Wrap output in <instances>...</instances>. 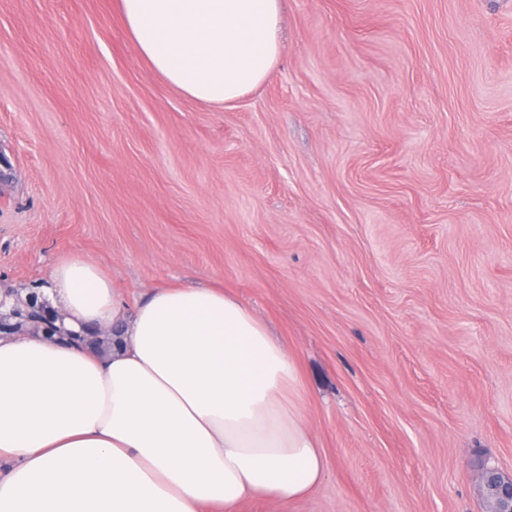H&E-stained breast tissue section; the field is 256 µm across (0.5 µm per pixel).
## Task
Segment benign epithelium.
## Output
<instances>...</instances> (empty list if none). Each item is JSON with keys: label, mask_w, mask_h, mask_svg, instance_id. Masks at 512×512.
<instances>
[{"label": "benign epithelium", "mask_w": 512, "mask_h": 512, "mask_svg": "<svg viewBox=\"0 0 512 512\" xmlns=\"http://www.w3.org/2000/svg\"><path fill=\"white\" fill-rule=\"evenodd\" d=\"M64 316L34 294L16 303L5 317H0V337L28 336L37 338L49 332L57 333L62 344L82 340L88 344L100 342L99 335L69 331L63 325ZM479 488L485 512H512V475L497 467L484 465L478 470Z\"/></svg>", "instance_id": "benign-epithelium-1"}]
</instances>
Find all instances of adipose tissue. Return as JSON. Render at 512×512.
I'll return each mask as SVG.
<instances>
[{
    "label": "adipose tissue",
    "mask_w": 512,
    "mask_h": 512,
    "mask_svg": "<svg viewBox=\"0 0 512 512\" xmlns=\"http://www.w3.org/2000/svg\"><path fill=\"white\" fill-rule=\"evenodd\" d=\"M131 44L183 95L215 106L281 56V0H118ZM67 328L112 327V354L0 338V512H239L326 478L287 348L237 296L163 285L120 296L91 258L53 265Z\"/></svg>",
    "instance_id": "1"
}]
</instances>
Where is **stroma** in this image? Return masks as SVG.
Listing matches in <instances>:
<instances>
[{
	"mask_svg": "<svg viewBox=\"0 0 512 512\" xmlns=\"http://www.w3.org/2000/svg\"><path fill=\"white\" fill-rule=\"evenodd\" d=\"M284 29L212 106L117 0H0V289L79 253L253 308L328 475L240 512H483L477 461L512 472V0H284Z\"/></svg>",
	"mask_w": 512,
	"mask_h": 512,
	"instance_id": "obj_1",
	"label": "stroma"
}]
</instances>
